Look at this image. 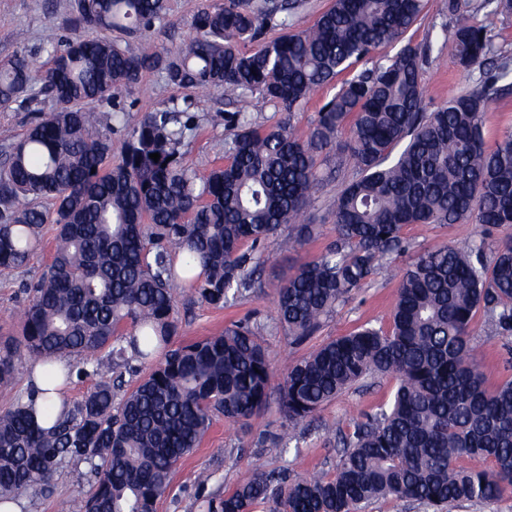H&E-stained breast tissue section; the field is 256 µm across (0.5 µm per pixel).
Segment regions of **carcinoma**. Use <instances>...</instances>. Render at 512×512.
I'll return each instance as SVG.
<instances>
[{"mask_svg": "<svg viewBox=\"0 0 512 512\" xmlns=\"http://www.w3.org/2000/svg\"><path fill=\"white\" fill-rule=\"evenodd\" d=\"M490 3L512 14V0H448L456 17L448 50L463 75L489 71L436 109L420 79L430 54L404 43L424 0H333L301 30L293 17L303 0H225L197 13L193 36L174 52L136 55L109 38L53 30L46 65L25 52L0 60L1 108L53 102L32 113L0 161V276L27 268L43 225L55 226L51 261L23 285L29 304L19 336L0 339V385L14 381L23 360L55 355L83 359L69 378L113 373L64 402L47 429L35 424L29 391L0 409V494L32 493L84 463L93 478L85 512H155L214 419L247 424L268 404L276 375L288 430L272 444L283 450L366 377H391L396 389L352 427L327 428L339 445L333 472L299 459L278 471L256 466L208 497L207 512L260 504L266 512H364L380 498L442 512L512 494V379L488 386L470 346L479 314L512 335V237L492 249L486 242L491 230L512 227V129L491 150L483 139L484 112L512 65L472 19ZM166 15L167 0H76L71 27L133 34ZM270 26L284 34L243 50ZM148 70L182 89L257 94L290 115L338 75L347 78L304 138L287 121L255 127L244 106L225 113L234 129L224 140L229 162L192 170L178 147L194 116L165 107L133 121L121 101ZM93 103L112 106L110 121H98ZM346 124L351 173L338 166L319 175L318 157ZM119 129L126 142L114 165ZM334 181L336 238L275 285V325L301 343L353 291L397 276L391 329L361 327L278 372L260 323L174 343L176 290L223 308L264 287L265 245L305 242L313 232L307 208ZM470 223L481 231L465 247L429 249L398 275L388 262L403 250L407 225ZM284 227L295 234L281 235Z\"/></svg>", "mask_w": 512, "mask_h": 512, "instance_id": "obj_1", "label": "carcinoma"}]
</instances>
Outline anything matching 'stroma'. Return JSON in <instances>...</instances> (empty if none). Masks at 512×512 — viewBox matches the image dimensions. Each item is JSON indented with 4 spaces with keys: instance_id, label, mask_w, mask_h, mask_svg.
Here are the masks:
<instances>
[{
    "instance_id": "1",
    "label": "stroma",
    "mask_w": 512,
    "mask_h": 512,
    "mask_svg": "<svg viewBox=\"0 0 512 512\" xmlns=\"http://www.w3.org/2000/svg\"><path fill=\"white\" fill-rule=\"evenodd\" d=\"M205 0H168L164 23L148 31L120 36L123 47L134 54H150L161 49H177L193 33V19ZM74 0H0V59L15 51L31 52L37 65L49 60L42 51L44 35L49 27L65 28L73 11ZM482 68H473L462 76L450 54H442L422 70V85L430 107L443 105L448 97L465 83H478ZM127 109L133 116L168 106L194 115L196 129L192 138L180 146L183 163L191 169L224 166V140L231 134L224 124V115L237 111L239 105L230 92L221 89L190 91L165 82L154 71L143 72L137 84L123 94ZM339 190L329 183L321 190L309 211V221L315 226L314 238L288 252L279 251L275 242H268L270 256L262 277L280 279L310 260L336 237L333 228L332 204ZM477 232L473 224H430L404 227L402 236L406 250L393 256L396 267H407L424 250L443 244L465 245ZM54 249L52 227H45L42 249L29 272L0 277V335H18L20 317L28 296L22 285L30 274L38 273ZM396 291L395 282L381 277L354 291L339 303L332 316L301 344H293L283 329L274 324V291L255 288L231 306L216 309L203 304L188 293L177 295L176 317L179 338L198 339L223 331L231 322L244 317L263 324L261 340L275 365L284 360L305 357L316 346L346 335L363 325L383 330L391 328V310ZM472 345L481 360L488 385L512 378V336L495 332L484 318H477L472 332ZM396 382L389 377H369L354 385L334 401L325 405L313 426L300 432L293 450L283 452L265 443L267 434L277 433L286 425L276 405L255 414L247 425L216 418L199 448L179 464L174 472L167 495L158 501L156 512H206L204 498L197 495L199 475L209 477L207 492L224 493L232 490L247 474L254 462L266 469L285 466L294 456H302L309 467L332 471L336 462V443L324 434L323 428L332 423L348 424L361 415L391 399ZM91 478L88 466L65 467L36 495L26 498L25 512H84L86 493Z\"/></svg>"
}]
</instances>
